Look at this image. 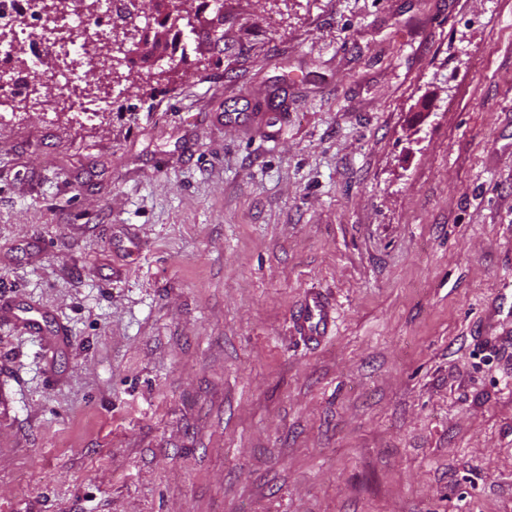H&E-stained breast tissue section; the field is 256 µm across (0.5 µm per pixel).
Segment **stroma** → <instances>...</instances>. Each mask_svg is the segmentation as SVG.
I'll use <instances>...</instances> for the list:
<instances>
[{
	"label": "stroma",
	"instance_id": "1",
	"mask_svg": "<svg viewBox=\"0 0 512 512\" xmlns=\"http://www.w3.org/2000/svg\"><path fill=\"white\" fill-rule=\"evenodd\" d=\"M223 2L0 92V512H512V0ZM143 11L146 13L150 18H155L154 15L161 13V8L164 6H167L169 9V12H165V15L163 19L160 22H157L158 28L155 30L153 39L151 42L148 40H145L143 42V50L142 55L145 60L150 59L154 52L158 50L164 42L167 41V35L168 31L171 30L175 25L172 20H170L171 15H176L174 12H178L176 8L173 10L170 6L175 7V3H172V0H143ZM165 2H168L165 4ZM177 20H186L189 27L191 29L196 30V23L194 21V18L191 17L190 14L186 13L184 14V11H181L178 15H176ZM170 22V25L168 26V23ZM55 78L60 80L63 88L62 90L65 95H68L70 91V101L77 112H108L111 109V98L102 96L94 102L87 103L81 96H79L78 88L81 87L83 82V72L81 68L68 70L65 73H57ZM31 83L32 88L37 89L36 95L39 98L48 99L49 97L57 96L61 99L63 96L61 94L62 90L57 87L56 83L49 84L43 80L36 81L35 75L31 77ZM89 105L94 106V108L88 107ZM328 305L321 295L309 293L305 297V304L298 317L300 333L311 342L320 340L330 324Z\"/></svg>",
	"mask_w": 512,
	"mask_h": 512
}]
</instances>
